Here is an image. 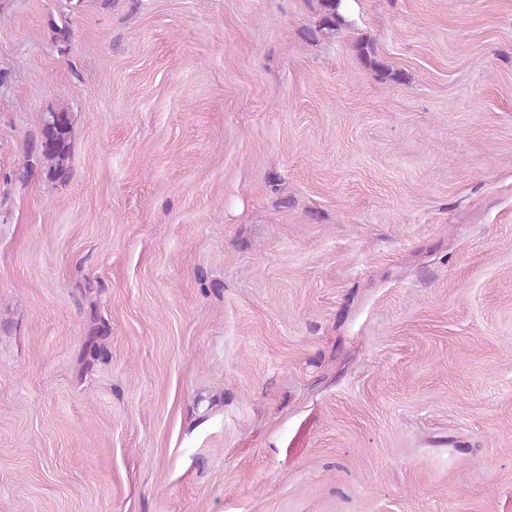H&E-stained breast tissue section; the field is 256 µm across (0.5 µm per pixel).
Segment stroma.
<instances>
[{"instance_id":"1","label":"stroma","mask_w":512,"mask_h":512,"mask_svg":"<svg viewBox=\"0 0 512 512\" xmlns=\"http://www.w3.org/2000/svg\"><path fill=\"white\" fill-rule=\"evenodd\" d=\"M315 8L0 0V512H512V0ZM348 0H318V21L312 35L333 36L342 27L355 24L351 14H346L342 5ZM357 55L375 71L381 78L389 79L393 82H403V76L400 73L393 72L381 61L377 53V47L371 40H360L354 46ZM71 114L65 110H51L42 116L36 153L53 176L62 182L71 177L69 134Z\"/></svg>"}]
</instances>
